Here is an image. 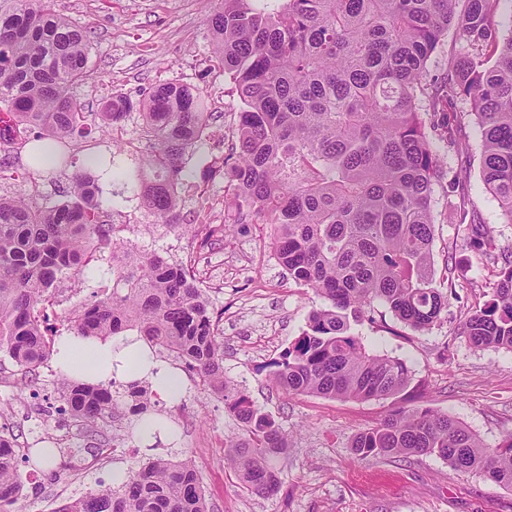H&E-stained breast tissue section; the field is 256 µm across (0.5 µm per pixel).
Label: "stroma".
Instances as JSON below:
<instances>
[{"label":"stroma","mask_w":512,"mask_h":512,"mask_svg":"<svg viewBox=\"0 0 512 512\" xmlns=\"http://www.w3.org/2000/svg\"><path fill=\"white\" fill-rule=\"evenodd\" d=\"M219 0H61L64 13L91 35L89 76L74 95L84 111H97L113 93L137 95L165 82L197 87L211 111L224 115V128L185 157L190 178L181 195L184 223L202 218L223 223L233 215L224 202L223 161L233 141L234 114L241 106L228 76L212 53L208 20ZM458 148L440 138L432 144L441 160L433 186V270L436 281L453 279L455 293L440 320L429 329L401 323L382 303L368 308L354 333L366 350L406 361L409 385L384 399L341 400L310 394L286 396L272 389L267 363L280 358L306 328L309 314L324 302L297 287L279 266L266 224H235L213 248L197 252L200 281L221 315L224 376L250 396L292 435L288 459L281 463L278 492L264 498L241 488L224 463V442L238 435L237 421L224 401L185 377L174 400L157 395L151 410L173 433L172 442L153 447L127 440L123 429L89 437L70 418L49 362L37 383L18 395V366L0 353V426L21 446L41 438L57 440L63 453L50 469H36L24 483L23 512H54L63 499L111 481L113 471L136 468L156 457L190 460L214 512H512V489L480 473H459L432 456L362 459L351 448L354 436L376 426L401 407H428L460 421L484 446L512 437V351L477 349L458 334L468 311L492 294L496 266L470 243L468 225L457 223L461 205L487 227L497 248L512 252V222L503 215L481 175V130L469 101H461ZM18 178L1 177L0 193L23 191L42 204L62 202L71 168L33 170L26 150L14 161ZM101 183L104 218L128 224L131 244L178 262L182 234L140 231L147 215L137 198H116Z\"/></svg>","instance_id":"stroma-1"}]
</instances>
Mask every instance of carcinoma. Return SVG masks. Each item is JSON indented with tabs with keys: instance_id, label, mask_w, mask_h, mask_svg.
<instances>
[{
	"instance_id": "cac0c4a2",
	"label": "carcinoma",
	"mask_w": 512,
	"mask_h": 512,
	"mask_svg": "<svg viewBox=\"0 0 512 512\" xmlns=\"http://www.w3.org/2000/svg\"><path fill=\"white\" fill-rule=\"evenodd\" d=\"M512 0H222L209 19L215 57L242 107L236 139L224 157V194L234 223L273 226L278 264L297 286L326 301L307 329L270 364V382L285 395L370 400L400 393L405 361L368 352L351 332L375 302L404 324L425 330L440 319L448 296L436 285L431 211L438 160L429 131L459 145L456 100L470 101L482 133V176L512 221V34L497 20ZM58 0H10L0 7V143L24 146L17 128L37 131L55 163L87 115L72 94L88 76L85 28L56 8ZM454 29L461 51L448 57L440 81H427L432 57ZM138 111L135 133L151 144L135 170L112 145V178L141 201L152 223L180 226L179 188L189 177L183 157L212 132L219 115L204 95L182 83L158 84L141 99L121 93L91 113L119 127ZM92 171L70 176L65 200L40 205L17 191L0 194V352L37 377L67 334L88 340L129 330L151 354L168 352L220 396L243 434L225 441L224 460L247 491L274 495L277 463L288 432L224 378L221 316L197 278L194 254L180 264L126 247L125 227L102 219ZM224 238V225H191L203 250ZM472 245L500 264L491 297L467 316L459 334L475 348L512 350V255L495 251L481 224ZM112 245V293L80 301L49 326L60 284L78 280ZM137 429L158 423L142 381L128 386ZM70 418L91 431L112 423L116 399L107 385L73 383ZM352 449L366 459L435 455L457 472H479L512 489V437L484 447L469 430L430 408L399 409L360 431ZM33 456L0 434V512H17L19 460ZM55 512H209L192 464L156 458L64 500Z\"/></svg>"
}]
</instances>
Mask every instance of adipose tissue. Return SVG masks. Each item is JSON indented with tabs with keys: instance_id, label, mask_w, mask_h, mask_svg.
Returning a JSON list of instances; mask_svg holds the SVG:
<instances>
[{
	"instance_id": "obj_1",
	"label": "adipose tissue",
	"mask_w": 512,
	"mask_h": 512,
	"mask_svg": "<svg viewBox=\"0 0 512 512\" xmlns=\"http://www.w3.org/2000/svg\"><path fill=\"white\" fill-rule=\"evenodd\" d=\"M58 348L57 364L71 378L108 381L114 377H147L167 395L174 396L183 390L180 376L153 360L139 336H116L93 343L78 336H65Z\"/></svg>"
}]
</instances>
